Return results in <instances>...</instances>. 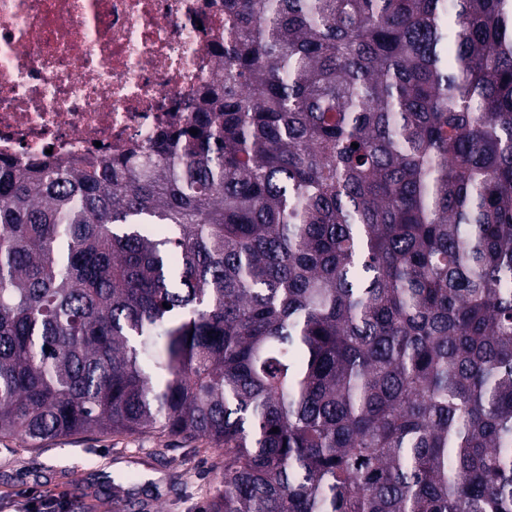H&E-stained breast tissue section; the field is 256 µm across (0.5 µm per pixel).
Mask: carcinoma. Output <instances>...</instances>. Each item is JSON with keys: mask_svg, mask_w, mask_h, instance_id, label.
I'll return each instance as SVG.
<instances>
[{"mask_svg": "<svg viewBox=\"0 0 512 512\" xmlns=\"http://www.w3.org/2000/svg\"><path fill=\"white\" fill-rule=\"evenodd\" d=\"M220 61L145 149L0 165V438L202 440L210 512H512V0H224Z\"/></svg>", "mask_w": 512, "mask_h": 512, "instance_id": "obj_1", "label": "carcinoma"}]
</instances>
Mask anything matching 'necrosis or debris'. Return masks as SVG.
I'll return each instance as SVG.
<instances>
[{"label":"necrosis or debris","instance_id":"necrosis-or-debris-1","mask_svg":"<svg viewBox=\"0 0 512 512\" xmlns=\"http://www.w3.org/2000/svg\"><path fill=\"white\" fill-rule=\"evenodd\" d=\"M223 39L224 0H0V162L99 161L183 126Z\"/></svg>","mask_w":512,"mask_h":512}]
</instances>
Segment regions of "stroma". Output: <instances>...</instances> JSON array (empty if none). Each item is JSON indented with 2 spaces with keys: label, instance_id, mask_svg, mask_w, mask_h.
Returning <instances> with one entry per match:
<instances>
[{
  "label": "stroma",
  "instance_id": "35a3bbf8",
  "mask_svg": "<svg viewBox=\"0 0 512 512\" xmlns=\"http://www.w3.org/2000/svg\"><path fill=\"white\" fill-rule=\"evenodd\" d=\"M223 475V457L181 438H0V512H207Z\"/></svg>",
  "mask_w": 512,
  "mask_h": 512
}]
</instances>
